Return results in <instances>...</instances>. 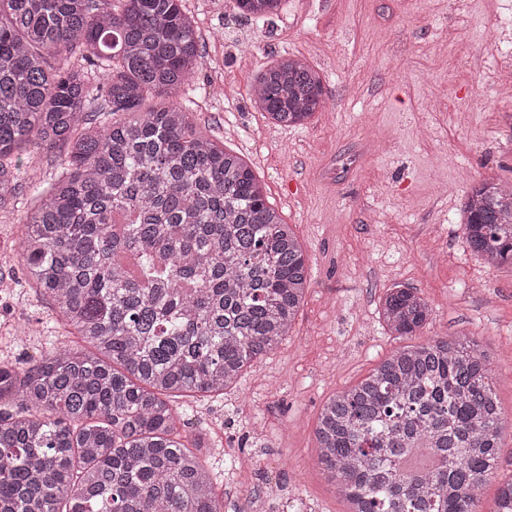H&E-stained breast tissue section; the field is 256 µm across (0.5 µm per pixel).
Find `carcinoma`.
I'll use <instances>...</instances> for the list:
<instances>
[{"label":"carcinoma","instance_id":"carcinoma-1","mask_svg":"<svg viewBox=\"0 0 512 512\" xmlns=\"http://www.w3.org/2000/svg\"><path fill=\"white\" fill-rule=\"evenodd\" d=\"M236 3L265 23L283 0ZM201 58L181 0H0V208L17 199L20 153L64 148L19 256L77 336L0 364V512H222L204 437L171 399L220 396L278 347L308 269L248 162L192 121ZM325 95L320 71L286 52L255 77L252 105L300 126ZM460 222L485 262L512 263V188L480 181ZM380 316L407 338L432 309L397 285ZM491 373L466 336L399 347L322 405L317 467L359 512H479L504 429ZM414 448L432 465L413 466ZM493 512H512V479Z\"/></svg>","mask_w":512,"mask_h":512}]
</instances>
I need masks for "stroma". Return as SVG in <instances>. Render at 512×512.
I'll use <instances>...</instances> for the list:
<instances>
[{"mask_svg": "<svg viewBox=\"0 0 512 512\" xmlns=\"http://www.w3.org/2000/svg\"><path fill=\"white\" fill-rule=\"evenodd\" d=\"M182 4L202 51L192 119L249 158L303 246L310 282L287 338L232 389L175 401L207 438L224 512L265 495L267 512H345L310 465L315 422L326 398L399 347L379 317L396 285L433 310L414 343L466 335L491 354L505 418L498 476L512 477V266L474 257L458 218L472 183H512V95L497 93L512 81V0H287L271 25L241 17L234 0ZM283 51L326 79V107L304 126L274 125L250 103L255 74ZM62 155H23L22 199L53 182ZM22 217L0 209V364L72 339L21 284ZM244 452L263 468L234 471Z\"/></svg>", "mask_w": 512, "mask_h": 512, "instance_id": "1", "label": "stroma"}]
</instances>
